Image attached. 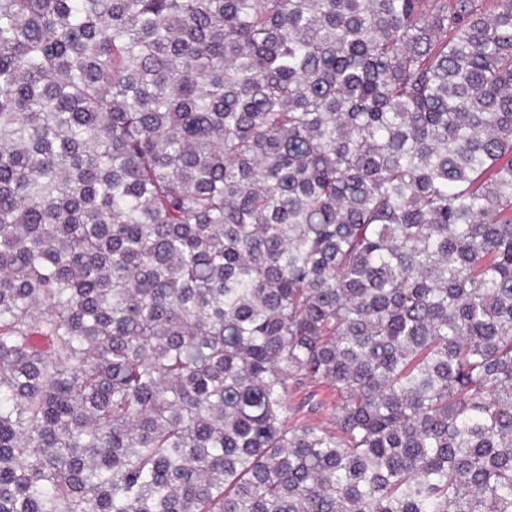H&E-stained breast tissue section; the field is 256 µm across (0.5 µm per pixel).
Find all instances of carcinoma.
<instances>
[{"mask_svg": "<svg viewBox=\"0 0 512 512\" xmlns=\"http://www.w3.org/2000/svg\"><path fill=\"white\" fill-rule=\"evenodd\" d=\"M0 512H512V0H0Z\"/></svg>", "mask_w": 512, "mask_h": 512, "instance_id": "cac0c4a2", "label": "carcinoma"}]
</instances>
